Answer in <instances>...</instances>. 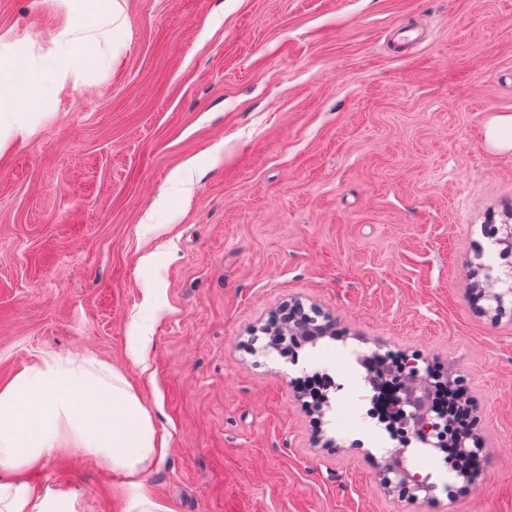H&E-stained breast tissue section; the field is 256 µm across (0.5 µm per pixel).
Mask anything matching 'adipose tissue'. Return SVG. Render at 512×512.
Here are the masks:
<instances>
[{
    "mask_svg": "<svg viewBox=\"0 0 512 512\" xmlns=\"http://www.w3.org/2000/svg\"><path fill=\"white\" fill-rule=\"evenodd\" d=\"M56 2L75 32L62 34L46 53L30 56L0 35V149L35 133L37 104L77 90L82 77L70 59L92 53L93 30L124 23L118 0ZM17 83L24 96L4 94ZM61 447L78 457L95 454L124 476V512H172L143 482L145 469L163 459L166 440L117 370L50 354L0 391V512H59L62 497L35 495L19 474Z\"/></svg>",
    "mask_w": 512,
    "mask_h": 512,
    "instance_id": "obj_1",
    "label": "adipose tissue"
}]
</instances>
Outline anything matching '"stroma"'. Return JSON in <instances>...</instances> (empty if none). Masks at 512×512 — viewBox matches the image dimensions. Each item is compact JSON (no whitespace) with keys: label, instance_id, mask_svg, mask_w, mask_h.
<instances>
[{"label":"stroma","instance_id":"obj_1","mask_svg":"<svg viewBox=\"0 0 512 512\" xmlns=\"http://www.w3.org/2000/svg\"><path fill=\"white\" fill-rule=\"evenodd\" d=\"M78 92L0 151V391L44 352L121 372L165 434L145 482L173 512H431L354 401L299 378L341 348L440 364L476 400L483 482L443 512H512V0H119ZM55 0H0L45 52ZM495 276L501 301H472ZM303 304L332 332L289 358L262 329ZM412 467L411 457L401 459ZM75 512H124L123 478L56 451ZM486 145L496 152L512 151V113H496L485 129Z\"/></svg>","mask_w":512,"mask_h":512}]
</instances>
